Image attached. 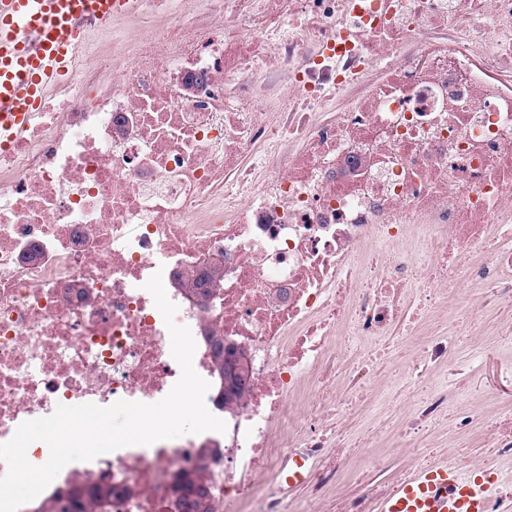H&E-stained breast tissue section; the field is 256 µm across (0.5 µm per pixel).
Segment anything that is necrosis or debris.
I'll use <instances>...</instances> for the list:
<instances>
[{
  "label": "necrosis or debris",
  "instance_id": "obj_1",
  "mask_svg": "<svg viewBox=\"0 0 512 512\" xmlns=\"http://www.w3.org/2000/svg\"><path fill=\"white\" fill-rule=\"evenodd\" d=\"M224 264L211 293L183 284ZM162 272L225 433L67 464L112 512H176L220 449L216 512H380L487 429V512H512V0H137L0 148V443L57 405L155 403L180 377L144 285ZM244 352L224 411L212 337ZM484 399L445 383L461 346ZM399 362L384 455L342 420ZM405 458L403 469L385 457ZM299 472L289 485L284 476ZM461 366H464L468 370L467 379L464 380V386L469 390L474 399H481L492 383V372L491 367L485 370V368H478L476 363H472L468 360L467 356L462 358ZM443 440L447 446L442 448L443 453H445L444 455L455 461L471 459L480 452L479 443L472 436L456 438L452 433H447L444 435Z\"/></svg>",
  "mask_w": 512,
  "mask_h": 512
}]
</instances>
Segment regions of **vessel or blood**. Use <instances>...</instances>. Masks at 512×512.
Instances as JSON below:
<instances>
[{
	"label": "vessel or blood",
	"mask_w": 512,
	"mask_h": 512,
	"mask_svg": "<svg viewBox=\"0 0 512 512\" xmlns=\"http://www.w3.org/2000/svg\"><path fill=\"white\" fill-rule=\"evenodd\" d=\"M136 0H0V144L22 135L84 45L82 20L111 26ZM477 480L434 467L402 485L381 512H485Z\"/></svg>",
	"instance_id": "vessel-or-blood-1"
}]
</instances>
